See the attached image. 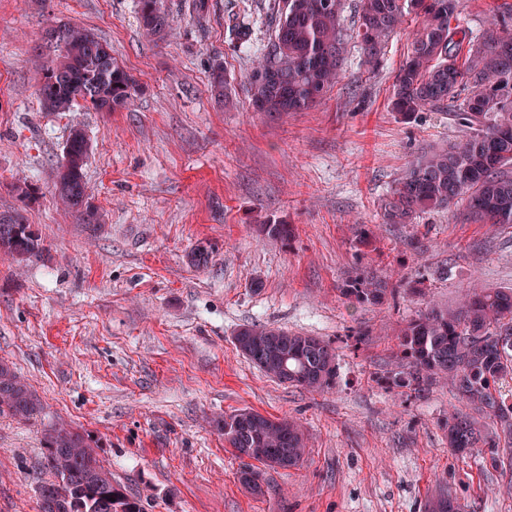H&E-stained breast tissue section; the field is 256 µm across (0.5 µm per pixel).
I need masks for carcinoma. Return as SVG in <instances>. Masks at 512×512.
Masks as SVG:
<instances>
[{
	"label": "carcinoma",
	"instance_id": "carcinoma-1",
	"mask_svg": "<svg viewBox=\"0 0 512 512\" xmlns=\"http://www.w3.org/2000/svg\"><path fill=\"white\" fill-rule=\"evenodd\" d=\"M328 9L322 0H288L277 11L274 34L265 54L247 77V92L259 112H300L318 102L340 75L351 35L341 23L343 0ZM137 14L147 34L163 37L169 26L165 0H137ZM460 0H363L356 37L365 64L373 69L384 56L387 39L407 17L418 19L392 85L391 110L405 118L417 112L448 113L466 138L412 161L386 199L385 224H412L420 215L466 202L471 224L512 225V11L495 15L475 36L459 22ZM54 57L42 67L39 93L44 105L68 112L83 103L100 112L127 106L137 82L112 48L92 30L57 23L45 31ZM75 170L59 173L61 199L96 223L85 207L84 166L89 143L82 131L70 133ZM41 236L19 214L0 213V253L26 259L41 250ZM341 293L357 305L375 304L395 290L368 272L347 280ZM239 347L268 377L291 386L325 390L337 377L336 354L315 336L245 326ZM276 336L272 351L265 337ZM398 355L404 369L393 384L414 393L446 378L475 409L497 424L495 436L482 434L470 416L448 417V452H477L495 470L512 472V404L497 391V382L512 374V288L467 293L453 310L431 307L400 332ZM40 400L12 368L0 362V415L27 419ZM252 414L254 420L242 417ZM224 441L247 465L240 482L263 478L265 469L298 466L305 455L300 426L285 417L252 409L224 417ZM505 447H500V444ZM45 468L53 479L36 487L41 512H141V500L112 480L98 481L104 471L89 435L74 428L50 430L45 439ZM425 512H464V504L445 488L431 496Z\"/></svg>",
	"mask_w": 512,
	"mask_h": 512
}]
</instances>
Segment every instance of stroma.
<instances>
[{"label": "stroma", "mask_w": 512, "mask_h": 512, "mask_svg": "<svg viewBox=\"0 0 512 512\" xmlns=\"http://www.w3.org/2000/svg\"><path fill=\"white\" fill-rule=\"evenodd\" d=\"M205 2L197 15L166 0L172 27L155 43L136 0H0V213L43 240L24 262L0 255V361L41 403L27 419L0 415V512H39L45 434L58 423L89 434L145 512H424L442 487L467 512H512L507 477L448 452L444 424L469 410L455 390L389 380L398 330L426 305L512 288V226L463 223L461 202L413 224L382 221L409 163L465 136L446 113L391 110L416 20L391 35L372 74L349 41L336 85L276 118L255 111L246 80L278 0ZM231 15L251 29L245 46L229 36ZM55 21L111 46L139 83L126 108H44L42 33ZM216 59L229 82L221 102ZM75 128L90 145L93 224L56 193ZM263 224L293 235L267 236ZM360 270L386 278L394 299L360 307L341 295ZM252 325L329 342L335 385L267 377L234 343ZM245 408L298 420L309 448L298 467L267 472L262 496L241 484L244 461L220 429Z\"/></svg>", "instance_id": "obj_1"}]
</instances>
